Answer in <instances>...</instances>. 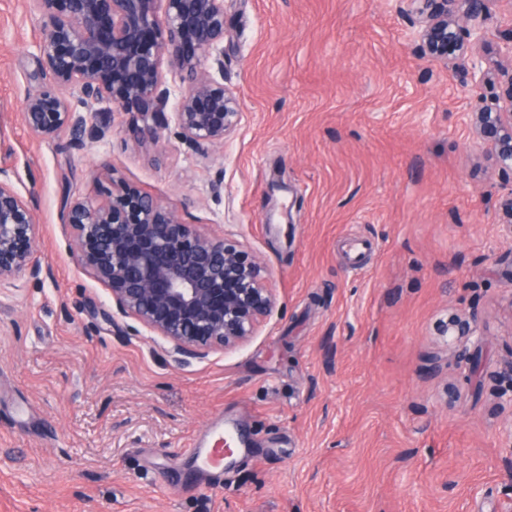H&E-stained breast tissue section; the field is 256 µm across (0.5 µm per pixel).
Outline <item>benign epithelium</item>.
Returning a JSON list of instances; mask_svg holds the SVG:
<instances>
[{
	"instance_id": "benign-epithelium-1",
	"label": "benign epithelium",
	"mask_w": 512,
	"mask_h": 512,
	"mask_svg": "<svg viewBox=\"0 0 512 512\" xmlns=\"http://www.w3.org/2000/svg\"><path fill=\"white\" fill-rule=\"evenodd\" d=\"M423 18L421 54L445 61L477 92L492 80L480 62L463 64L468 43L484 41L497 0H409ZM45 20L37 63L47 83L27 94L25 124L52 140L69 133L78 146L107 127L112 108L151 138L173 120L180 140L205 157L238 127L237 96L224 87V0H32ZM210 67H205L206 61ZM186 73L187 88L167 112L171 91L162 67ZM94 109L76 111L62 90ZM496 112H475L479 148L491 164L512 170V72L500 81ZM35 195H21L0 168V288L37 277ZM79 264L107 287L112 321L133 318L150 340L179 362L205 359L246 342L271 314L266 268L231 237H207L171 208L136 188L112 187L109 201H68ZM480 335L475 318L453 320L448 333Z\"/></svg>"
}]
</instances>
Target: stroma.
I'll return each instance as SVG.
<instances>
[{"instance_id":"35a3bbf8","label":"stroma","mask_w":512,"mask_h":512,"mask_svg":"<svg viewBox=\"0 0 512 512\" xmlns=\"http://www.w3.org/2000/svg\"><path fill=\"white\" fill-rule=\"evenodd\" d=\"M404 0H224L234 134L200 157L22 119L42 19L0 0V167L35 193L39 278L0 288V512H512V171L496 90L421 55ZM135 187L267 270L244 345L179 363L73 256L66 201ZM477 315L481 337L444 335ZM244 442L201 469L191 441ZM497 112H473L480 127L479 148L494 166L512 170V70L502 75Z\"/></svg>"}]
</instances>
